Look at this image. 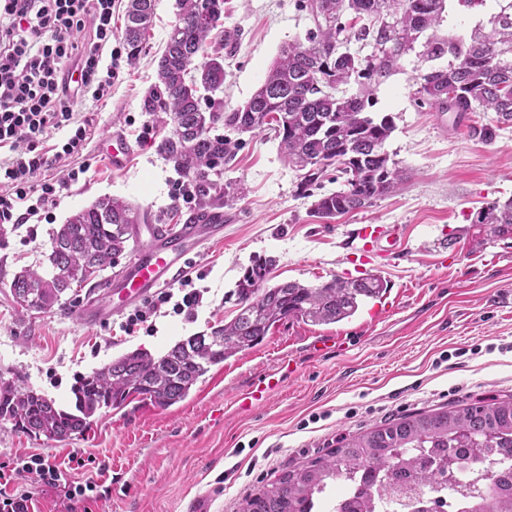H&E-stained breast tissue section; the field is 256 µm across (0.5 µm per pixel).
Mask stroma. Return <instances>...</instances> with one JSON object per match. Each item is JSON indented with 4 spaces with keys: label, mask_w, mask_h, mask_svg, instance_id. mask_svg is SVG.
Listing matches in <instances>:
<instances>
[{
    "label": "stroma",
    "mask_w": 512,
    "mask_h": 512,
    "mask_svg": "<svg viewBox=\"0 0 512 512\" xmlns=\"http://www.w3.org/2000/svg\"><path fill=\"white\" fill-rule=\"evenodd\" d=\"M305 2L224 0V26L238 33L224 56L226 107L243 105L282 47L305 38L313 26ZM125 5L116 0L112 10L117 76L101 99L79 96L73 105L89 131L85 148L49 171L60 178L83 164L87 173L44 218L0 237V378L20 380L73 409L77 378L137 349L162 356L178 341L231 320L236 283L259 258L274 259L276 283L380 275L389 285L382 298L387 315L374 319L365 304L335 324L284 321L254 348L210 367L182 402L161 408L136 399L103 409L90 431L61 440L35 438L0 420V466L40 454L66 478H94L99 499L89 507L74 502L71 512H185L200 493L212 496L215 512H238L246 495L343 437L408 414L512 397V351L499 349L512 344V235L473 223L487 203L512 198V127L487 144L454 125L452 115L419 104L416 79L427 65L414 53L374 92V112L391 115L395 125L385 149L404 172L374 206L319 220L314 204L337 190L335 171L301 188L273 133H247L219 179L218 204L229 218L224 236L203 244L188 271L205 292L194 318L162 314L130 336L118 316L83 325L77 313L110 288V268L48 312L16 302L9 288L14 276L29 268L50 273L53 232L98 198L126 199L161 224L183 223L189 211L172 196L184 176L158 153L163 130L143 109L178 18L177 0H158L133 63L122 41ZM146 125L151 132L144 139ZM117 129L133 145L120 170L101 147ZM364 224L400 226V253L370 257L353 250V232ZM341 333L353 338L348 348L314 349L315 340ZM457 348L464 356L441 361ZM285 361L294 372L284 386L251 412H237L236 395ZM77 457L82 467H75ZM101 463L107 473L98 472Z\"/></svg>",
    "instance_id": "1"
}]
</instances>
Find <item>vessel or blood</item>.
I'll return each mask as SVG.
<instances>
[{"label":"vessel or blood","mask_w":512,"mask_h":512,"mask_svg":"<svg viewBox=\"0 0 512 512\" xmlns=\"http://www.w3.org/2000/svg\"><path fill=\"white\" fill-rule=\"evenodd\" d=\"M104 145L115 168H123L131 153V143L121 131H113ZM148 240L134 238L130 257L112 279L111 293L85 305L81 310L84 324L95 326L123 314L135 303L150 298L161 289L176 282L188 270L189 257L196 247L224 234V213L216 211L211 220L197 219L188 214L179 228L162 224L147 225ZM358 236L365 241H386L389 248H397L399 233L394 225L369 224L359 229ZM280 384L272 375L259 377L239 395L241 410H252L269 398Z\"/></svg>","instance_id":"vessel-or-blood-1"}]
</instances>
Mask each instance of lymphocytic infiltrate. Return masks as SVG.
I'll return each instance as SVG.
<instances>
[{
    "mask_svg": "<svg viewBox=\"0 0 512 512\" xmlns=\"http://www.w3.org/2000/svg\"><path fill=\"white\" fill-rule=\"evenodd\" d=\"M112 5L113 0H0V151L7 153L0 158V227L22 226L86 174L82 165L61 179L33 181L53 162L77 154L87 140L85 125L74 117L72 96L101 98L117 74L106 55ZM87 28L92 37L77 44V33ZM67 126L72 132L54 144L53 156L37 150L49 130ZM202 302V290L186 278L178 290H162L148 307L130 313L122 328L137 332L166 305L190 318ZM31 475L44 487L62 490L69 501L98 497L96 483L63 481L49 458L32 454L17 458L11 469L0 468V512H35L32 493L17 485Z\"/></svg>",
    "mask_w": 512,
    "mask_h": 512,
    "instance_id": "1",
    "label": "lymphocytic infiltrate"
}]
</instances>
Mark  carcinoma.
<instances>
[{"mask_svg":"<svg viewBox=\"0 0 512 512\" xmlns=\"http://www.w3.org/2000/svg\"><path fill=\"white\" fill-rule=\"evenodd\" d=\"M179 2V19L143 107L164 126L178 118L157 151L196 182L202 210L212 208L210 192L218 188L211 173L237 147L211 134L219 125L242 134L273 131L285 159L302 172L304 187L336 170L343 178L341 187L315 203L319 218L371 207L388 196L400 180V170L385 150L394 123L390 115H372L368 108L376 87L414 51L431 63L416 82L420 104L456 113L460 125L471 112L495 113V123L472 128L474 136L489 144L499 130L512 127V0H458L469 10H486L487 20L469 31L461 23L446 37L433 32L446 0H310L315 29L305 41L288 44L251 98L230 109L201 95L223 88L224 56L215 52L195 63L212 32L224 27V0ZM154 10L155 0H128L123 40L132 59L144 49ZM353 44L359 49H351ZM364 48L370 53L361 54ZM351 82L357 85L355 92L339 93V86ZM141 216L139 207L110 196L70 216L51 238L60 246L49 255L51 275L31 269L15 275L10 289L17 303L45 312L72 288L84 287L116 264L130 240V225L141 223ZM476 217L492 232L511 235L512 199L490 203ZM272 267L273 260L259 259L245 269L234 291L236 315L210 335L181 340L159 358L142 350L128 352L79 377L73 412L31 389L0 382V419L15 420L29 435L58 440L88 429L98 410L138 397L171 406L183 401L210 367L260 344L278 323L293 318L315 325L341 322L354 316L364 300L387 290L377 275L270 286ZM510 449L512 399L409 414L346 438L329 457L286 472L247 496L239 512H312L314 497L327 481H348L364 471L391 482L419 466L425 454L433 459L421 480L438 487L445 471L469 469ZM470 491L465 512H512V468L498 471L485 491L475 486ZM346 508L372 512L371 496L363 489Z\"/></svg>","mask_w":512,"mask_h":512,"instance_id":"carcinoma-1","label":"carcinoma"}]
</instances>
